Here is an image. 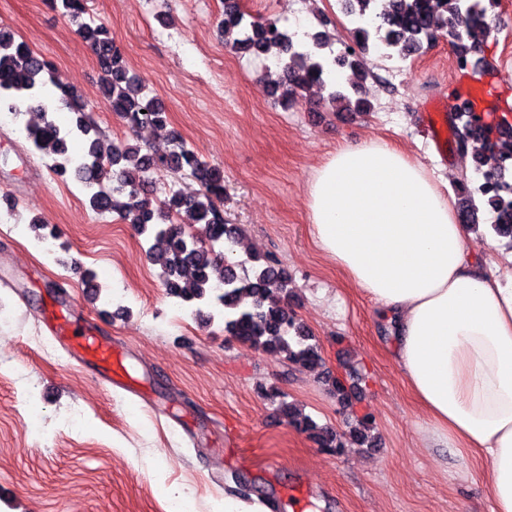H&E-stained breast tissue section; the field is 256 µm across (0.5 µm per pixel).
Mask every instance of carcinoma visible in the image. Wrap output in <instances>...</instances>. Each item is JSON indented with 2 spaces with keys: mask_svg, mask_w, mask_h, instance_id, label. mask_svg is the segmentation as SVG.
<instances>
[{
  "mask_svg": "<svg viewBox=\"0 0 512 512\" xmlns=\"http://www.w3.org/2000/svg\"><path fill=\"white\" fill-rule=\"evenodd\" d=\"M342 11L356 26L350 31V43L356 50L342 58H326L321 51L333 43L328 31L313 38L312 48L292 49V37L280 33L277 24L247 19V14L229 5L221 28L225 46L236 53H264L279 47L284 74L279 98L292 105L313 86L327 88L323 79L326 67L336 61L358 76V83L369 77L365 55L372 49L387 57L423 51L424 45L445 36L457 57L469 54L471 47L488 36L477 20L498 0H339ZM63 14L75 21L86 13V0H61ZM77 34L97 55L105 75L98 96L129 129L166 124V110L155 97L145 93L143 78L123 60L112 32L103 23H81ZM54 89L53 96L62 107L76 115L67 125L55 119L42 93ZM327 105L334 112H367L370 102L351 99L348 93L333 89ZM19 118L29 112L41 114L37 124L24 123L25 138L33 148L56 159V174L74 175L86 188L89 208L96 214H118L138 234L148 235L146 255L158 266L170 294L193 309L207 323L219 316L224 332L242 343L267 353L283 354L298 369L318 372L323 366L320 345L305 332L288 310L291 277L272 257L252 256L251 271L238 274L230 255L238 245L241 230L224 218V172L201 159L178 134L163 149L144 148L129 142H106L96 123L85 113L83 94L53 78V67L11 32L0 30V108ZM457 151L464 153L480 139L486 154L478 167L503 169L512 161V136L505 137L493 125L475 130L465 112L452 116ZM82 144L81 163L71 155L74 142ZM162 168L174 174L186 173L196 179L200 192L188 197L179 191L169 194L159 205L153 204L146 174ZM459 210L468 219L479 210L477 199L483 194L475 184L463 179L457 183ZM485 198V197H483ZM493 214L491 229L500 237L512 239V185L503 183L499 191L485 198ZM261 397L269 401L287 423L308 435L318 447L340 453L352 446L371 445L373 420L365 415L338 432L319 425L277 387L258 386Z\"/></svg>",
  "mask_w": 512,
  "mask_h": 512,
  "instance_id": "1",
  "label": "carcinoma"
}]
</instances>
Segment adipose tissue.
<instances>
[{
  "mask_svg": "<svg viewBox=\"0 0 512 512\" xmlns=\"http://www.w3.org/2000/svg\"><path fill=\"white\" fill-rule=\"evenodd\" d=\"M306 208L317 247L380 304L435 442L485 459L492 512H512V269L483 268L426 168L374 140L321 162Z\"/></svg>",
  "mask_w": 512,
  "mask_h": 512,
  "instance_id": "ef3b65f1",
  "label": "adipose tissue"
}]
</instances>
